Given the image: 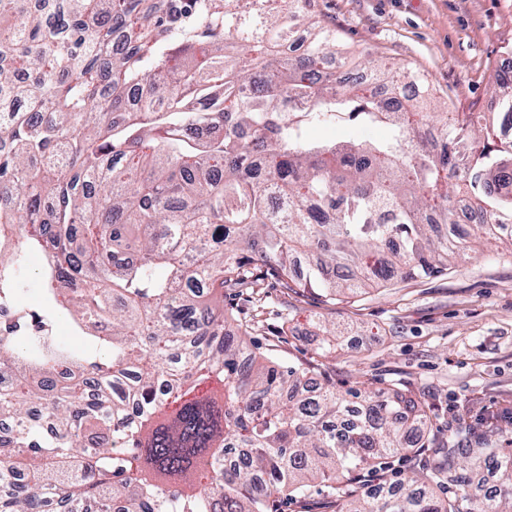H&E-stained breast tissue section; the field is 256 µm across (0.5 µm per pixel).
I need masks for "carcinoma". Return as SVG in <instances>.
<instances>
[{
  "label": "carcinoma",
  "instance_id": "cac0c4a2",
  "mask_svg": "<svg viewBox=\"0 0 512 512\" xmlns=\"http://www.w3.org/2000/svg\"><path fill=\"white\" fill-rule=\"evenodd\" d=\"M305 2L0 0V512H270L320 488L334 512H512L493 439L458 454L424 402L315 382L225 328L228 290L329 304L512 247V70L499 113L430 112L361 65L382 97L324 71L336 31ZM336 112L391 136L308 141ZM35 245L39 312L15 278ZM60 313L98 353L44 334ZM395 455L435 463L360 482Z\"/></svg>",
  "mask_w": 512,
  "mask_h": 512
}]
</instances>
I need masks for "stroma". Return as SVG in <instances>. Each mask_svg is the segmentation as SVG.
<instances>
[{
    "instance_id": "1",
    "label": "stroma",
    "mask_w": 512,
    "mask_h": 512,
    "mask_svg": "<svg viewBox=\"0 0 512 512\" xmlns=\"http://www.w3.org/2000/svg\"><path fill=\"white\" fill-rule=\"evenodd\" d=\"M337 49L420 73L452 112H495L494 76L512 62V0H309ZM447 272L395 281L324 305L276 284L247 302L224 295L231 323L249 322L260 347L312 365L338 387L397 390L424 401L443 437L466 426L512 428V252L475 243ZM346 327L322 356L319 323Z\"/></svg>"
}]
</instances>
